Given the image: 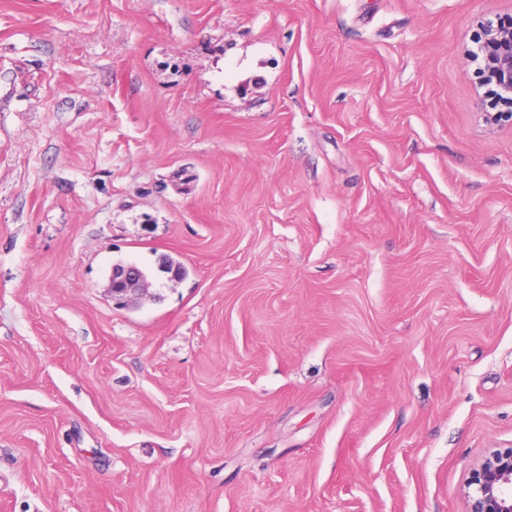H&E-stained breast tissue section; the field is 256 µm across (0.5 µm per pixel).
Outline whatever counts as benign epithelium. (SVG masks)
Here are the masks:
<instances>
[{
  "mask_svg": "<svg viewBox=\"0 0 512 512\" xmlns=\"http://www.w3.org/2000/svg\"><path fill=\"white\" fill-rule=\"evenodd\" d=\"M473 39L480 40L487 81L497 88L503 112L484 113L491 125L512 126V18L483 19ZM115 304L123 306L145 294L146 278L134 263H117L107 285ZM465 512H512V448L490 451L469 473L463 488Z\"/></svg>",
  "mask_w": 512,
  "mask_h": 512,
  "instance_id": "benign-epithelium-1",
  "label": "benign epithelium"
}]
</instances>
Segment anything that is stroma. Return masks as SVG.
Here are the masks:
<instances>
[{
    "mask_svg": "<svg viewBox=\"0 0 512 512\" xmlns=\"http://www.w3.org/2000/svg\"><path fill=\"white\" fill-rule=\"evenodd\" d=\"M484 17L0 0V512H464L512 448ZM115 304L123 306L143 296L148 289L146 278L134 263H117L112 266L107 287Z\"/></svg>",
    "mask_w": 512,
    "mask_h": 512,
    "instance_id": "obj_1",
    "label": "stroma"
}]
</instances>
